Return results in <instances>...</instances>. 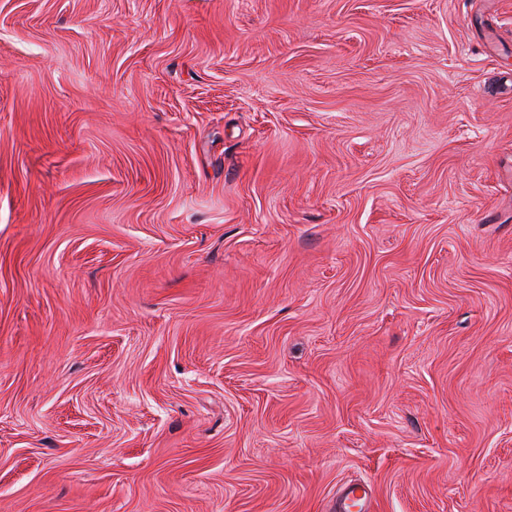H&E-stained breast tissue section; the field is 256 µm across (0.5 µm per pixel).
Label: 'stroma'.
Returning <instances> with one entry per match:
<instances>
[{
    "label": "stroma",
    "instance_id": "1",
    "mask_svg": "<svg viewBox=\"0 0 512 512\" xmlns=\"http://www.w3.org/2000/svg\"><path fill=\"white\" fill-rule=\"evenodd\" d=\"M512 512V0H0V512ZM361 493L362 495H359ZM366 489L360 485H351L346 487L337 502L336 512H351L352 508L360 503L364 509L367 507Z\"/></svg>",
    "mask_w": 512,
    "mask_h": 512
}]
</instances>
